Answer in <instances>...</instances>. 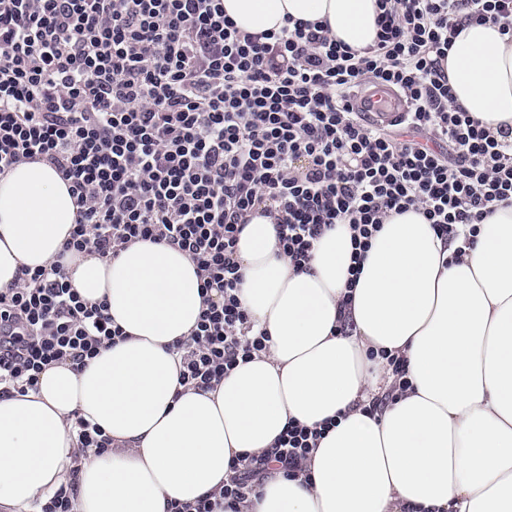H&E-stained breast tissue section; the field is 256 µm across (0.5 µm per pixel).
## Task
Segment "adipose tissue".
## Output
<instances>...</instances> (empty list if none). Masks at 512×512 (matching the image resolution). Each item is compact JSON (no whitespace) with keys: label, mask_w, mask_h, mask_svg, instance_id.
<instances>
[{"label":"adipose tissue","mask_w":512,"mask_h":512,"mask_svg":"<svg viewBox=\"0 0 512 512\" xmlns=\"http://www.w3.org/2000/svg\"><path fill=\"white\" fill-rule=\"evenodd\" d=\"M224 11L253 33L290 16L326 22L355 50L377 39V0H224ZM444 68L475 119L512 126V36L463 23ZM75 213L67 182L44 163L0 177V289L21 267L60 260L127 334L81 371L55 364L37 390L0 395V512H38L72 481L77 512H167L220 489L232 458L271 447L292 418L336 425L306 477L274 473L241 512H512V205L495 206L459 257L420 211L390 214L352 289L348 225L326 230L297 273L271 219L253 216L237 244L239 299L267 330V351L208 392L180 387L170 351L203 307L193 261L151 242L109 264L64 252ZM380 349L404 356L411 387L369 415L391 383ZM75 413L112 448L79 453L67 431Z\"/></svg>","instance_id":"1"}]
</instances>
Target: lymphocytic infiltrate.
<instances>
[{
	"mask_svg": "<svg viewBox=\"0 0 512 512\" xmlns=\"http://www.w3.org/2000/svg\"><path fill=\"white\" fill-rule=\"evenodd\" d=\"M378 8L375 44L356 51L322 21L241 31L224 0H0V175L42 162L68 182L65 250L108 262L150 241L192 259L203 308L176 346L181 385L213 390L266 347L237 295L254 213L273 218L298 272L326 229L349 225L355 277L389 212L420 209L470 247L491 205L512 198V127L473 119L444 70L462 22L512 33V0ZM373 83L404 97L402 118L353 110ZM123 337L61 263L22 268L0 290V386L26 393L46 367L82 370ZM325 433L289 420L271 448L234 459L223 488L170 512H239L264 477L299 476Z\"/></svg>",
	"mask_w": 512,
	"mask_h": 512,
	"instance_id": "1",
	"label": "lymphocytic infiltrate"
}]
</instances>
